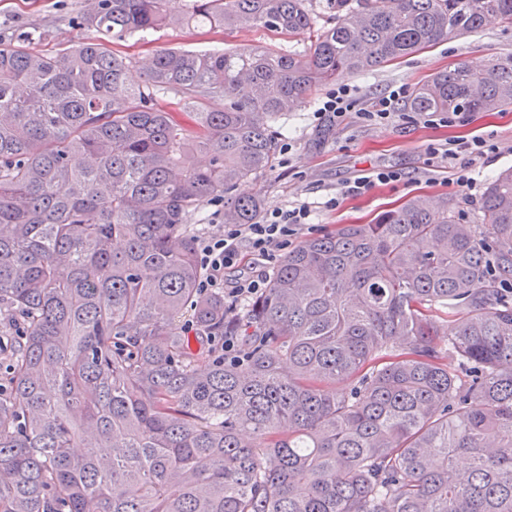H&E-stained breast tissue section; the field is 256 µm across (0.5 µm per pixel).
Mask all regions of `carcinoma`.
Masks as SVG:
<instances>
[{
    "mask_svg": "<svg viewBox=\"0 0 512 512\" xmlns=\"http://www.w3.org/2000/svg\"><path fill=\"white\" fill-rule=\"evenodd\" d=\"M311 2L90 0L93 42L0 41V512H512L511 168L475 224L415 195L301 241L224 362L236 313L198 292L189 215L221 200L256 223L262 200L233 190L272 167L270 121L336 75L512 25V0H330L320 30ZM173 21L313 39L160 50L130 84L110 44ZM509 106L512 60L409 102Z\"/></svg>",
    "mask_w": 512,
    "mask_h": 512,
    "instance_id": "obj_1",
    "label": "carcinoma"
}]
</instances>
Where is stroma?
I'll return each instance as SVG.
<instances>
[{"label":"stroma","mask_w":512,"mask_h":512,"mask_svg":"<svg viewBox=\"0 0 512 512\" xmlns=\"http://www.w3.org/2000/svg\"><path fill=\"white\" fill-rule=\"evenodd\" d=\"M87 5V0H0V39L7 41L32 32L38 36L34 43L37 50L60 52L93 37V30L74 24ZM310 41L306 31L288 37L262 27L224 32L206 26H167L144 39L134 36L114 43L113 49L131 60L129 77L138 82L143 78L139 61L161 49L261 47L301 52L309 48ZM510 58L512 27L491 21L476 33L441 41L370 74L340 75L337 84L352 89V111L339 117L320 115L319 109L331 92L326 86L308 97L297 111L279 116L273 123L279 142L275 163L256 180L241 184L238 192L259 195L268 212L308 204L311 217L297 234L301 240L333 231L340 224L368 223L413 195L449 197L459 206L464 220L475 221L487 184L503 169L512 167V107L500 112H473L445 125L428 122L426 115L404 104L383 123L364 121L358 113L389 89L403 85L416 90L435 73L457 64L485 69ZM478 138L495 145V153L486 158L471 154L467 146ZM443 143L455 150V159L429 163L427 146ZM465 162L472 165L474 181L470 184L457 182L454 176ZM374 168L401 171L404 179L376 186L362 196L340 198L339 207H328V200L340 197L347 182Z\"/></svg>","instance_id":"35a3bbf8"}]
</instances>
